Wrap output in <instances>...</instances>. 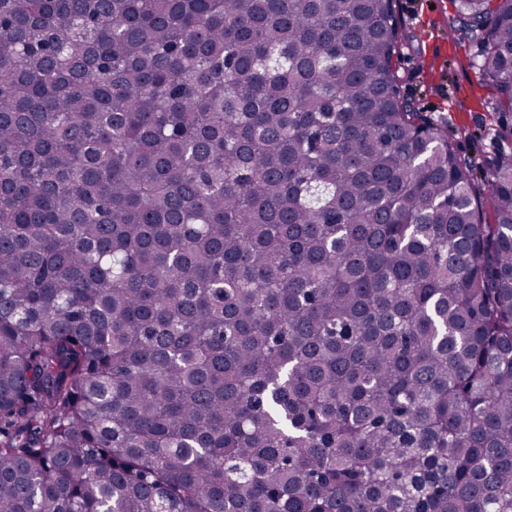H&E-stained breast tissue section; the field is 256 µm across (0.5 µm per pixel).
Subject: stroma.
Wrapping results in <instances>:
<instances>
[{"label": "stroma", "mask_w": 512, "mask_h": 512, "mask_svg": "<svg viewBox=\"0 0 512 512\" xmlns=\"http://www.w3.org/2000/svg\"><path fill=\"white\" fill-rule=\"evenodd\" d=\"M396 9L410 35L397 62L404 76L403 97L449 128L482 133L479 143L462 140L464 153L493 152L492 139L484 135L493 123L492 91L482 86L471 64L476 46L448 33L454 13L451 0H397Z\"/></svg>", "instance_id": "1"}]
</instances>
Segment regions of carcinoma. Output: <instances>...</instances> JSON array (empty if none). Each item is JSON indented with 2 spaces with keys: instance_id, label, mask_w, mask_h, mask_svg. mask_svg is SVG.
Wrapping results in <instances>:
<instances>
[{
  "instance_id": "cac0c4a2",
  "label": "carcinoma",
  "mask_w": 512,
  "mask_h": 512,
  "mask_svg": "<svg viewBox=\"0 0 512 512\" xmlns=\"http://www.w3.org/2000/svg\"><path fill=\"white\" fill-rule=\"evenodd\" d=\"M452 3L478 161L395 0H0V512H512V0ZM396 1L410 35L396 64L404 75L401 95L450 129L488 130L494 124L492 91L481 86L480 73L470 64L477 47L448 34V19L454 14L451 0Z\"/></svg>"
}]
</instances>
